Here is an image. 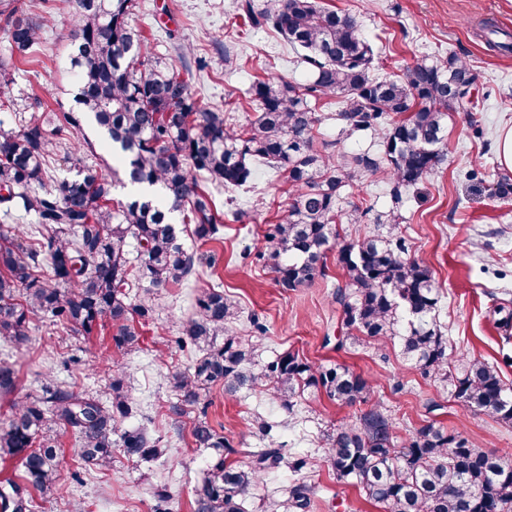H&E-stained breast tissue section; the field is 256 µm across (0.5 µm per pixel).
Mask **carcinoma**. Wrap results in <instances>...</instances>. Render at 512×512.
I'll return each instance as SVG.
<instances>
[{
    "instance_id": "cac0c4a2",
    "label": "carcinoma",
    "mask_w": 512,
    "mask_h": 512,
    "mask_svg": "<svg viewBox=\"0 0 512 512\" xmlns=\"http://www.w3.org/2000/svg\"><path fill=\"white\" fill-rule=\"evenodd\" d=\"M68 35L78 89L75 106L47 109L32 95L34 114L17 132L0 130V196L4 213L34 214L32 241L0 237V336L25 346L36 318L86 336L103 321L112 323L117 353L135 348L139 336L130 317H152L147 298L132 302L130 289L145 279L151 288L180 284L193 273L194 254L180 242L175 215L194 225L201 241L217 238L221 220L199 179L224 188H246L258 160L288 174L291 202L268 225L266 250L258 258L276 274L281 288L296 290L325 276L326 252L336 251L344 286L336 290L347 336L337 341L390 339L421 374L448 386L457 402L480 415L512 424V390L500 367L469 359L451 362L448 337L438 324L437 283L429 268L409 255L405 238L372 233L340 238L338 201L347 186L367 174L385 172L393 204L434 174L448 155L445 118L472 108L469 92L476 75L463 59L422 58L394 78L373 74L374 49L357 19L322 6L319 0H235L237 15L254 29L276 31L299 52L308 78L292 82L270 76L253 82L248 96L256 116L239 134L224 122V111L199 106L180 70L150 55L139 29L130 23L135 0H66ZM46 0H3L0 23L17 61L0 60V78L13 79L17 64L28 62L40 42ZM483 29L496 51L512 52V33L486 21ZM462 85L450 101L454 83ZM336 97V121L351 136L371 131L379 149L335 160L318 149L314 129L321 122L315 101ZM101 129L112 151L128 162L125 174L107 175L93 165L54 189L49 158L58 148L75 152L87 119ZM153 188L156 196L113 197L116 185ZM144 250L129 257L126 239ZM47 267L48 275L37 274ZM238 314L214 285L195 297V308L171 344L202 348L190 369L175 377L182 405L200 404L217 384L233 395L242 388L270 387L285 411L306 391L323 393L340 406L369 405L353 422L326 435L325 453L336 479L356 485L383 512H512V455L479 448L468 437L435 420L398 440L395 426L377 403L369 377L342 364L315 365L284 351L260 362L253 345L230 333ZM224 342L217 343V337ZM12 366L0 364V394L15 391ZM15 415L0 427V460L19 459L26 484L48 499L57 492L58 432L80 439L86 466H104L112 448L153 461L164 450L144 427L127 428L134 401L125 373L114 369L105 398L78 393L46 380L42 395L14 403ZM267 447L249 463L229 459L236 450L206 417L192 435L198 448L217 452L194 490V512H245L244 504L264 472L286 466L299 474L308 456L287 459L263 421ZM311 487L290 490L292 506L308 505Z\"/></svg>"
}]
</instances>
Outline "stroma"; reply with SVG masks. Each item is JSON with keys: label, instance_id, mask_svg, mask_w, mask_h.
Masks as SVG:
<instances>
[{"label": "stroma", "instance_id": "stroma-1", "mask_svg": "<svg viewBox=\"0 0 512 512\" xmlns=\"http://www.w3.org/2000/svg\"><path fill=\"white\" fill-rule=\"evenodd\" d=\"M235 0H137L133 22L146 37L159 60L178 67L198 104L223 110L234 130L252 120L247 90L255 78L267 73L301 82L305 72L295 52L274 31L250 30L235 14ZM325 6L354 15L364 37L375 47V73L389 77L422 57L466 59L478 74L475 97L480 100L473 117L454 112L448 116V156L438 172L404 193L393 204L388 178L383 174L362 178L358 187L345 190L339 204L368 207L372 217L362 224L343 223L342 236L359 239L375 227L374 215L397 209L393 231L408 239L411 255L427 264L440 289L437 320L448 340V354H466L491 362L512 358V325L499 322L498 308L512 311V201L492 195L503 168L498 139L512 127V52L489 50L483 21L512 32V0H324ZM47 19L33 60L13 81L0 82V99L16 103V114L0 113V128L16 131L19 116L29 115L28 98L39 94L45 107H70L73 84L68 74L66 36L70 16L64 0H49ZM230 50L233 61L222 65L219 51ZM332 99H320L316 110L323 116L317 141L330 143L334 157L376 150V135L342 138ZM484 128L483 138L469 130V119ZM477 177H469L470 169ZM257 175L246 189L214 190L213 197L224 224L221 239L199 243L190 232L180 236L196 256L193 275L181 285L156 291L157 311L152 320L137 323L139 349L112 357V328H98L91 336H74L49 322L35 323L30 342L19 349L0 339V361L16 375L17 393L40 394L46 378L73 386L78 392H103L109 366L127 374L133 398L141 406L131 418L160 436L162 463L144 464L114 451L104 467L82 471L77 437L60 432L63 455L60 494L41 500L24 488L25 512H152L153 493L165 489L171 512H193L197 483L206 472L210 452L193 444L192 428L198 415L221 429L236 448L237 460L262 448L257 419L279 422L278 439L291 454L309 456L310 468L299 477L312 488L305 512H381L366 501L359 489L337 481L325 461V436L336 425L356 415V408L341 407L324 394L304 393L294 414H285L270 389L241 391L228 397L222 386L203 396L200 406L188 408L179 418L171 407L180 394L173 388L174 374L188 371L198 356L196 347L164 351L180 322L191 314L196 293L222 284L224 296L239 312L232 331L257 348L259 360L290 350L313 363H340L369 376L374 402L391 416L399 435L436 419L463 432L477 445L512 452V427L492 418L474 415L454 401L443 384L423 376L402 356L394 341L366 340L337 349L346 333L336 288L341 284L335 256H328L326 276L312 286L284 290L275 275L256 255L263 251L267 224L288 201L285 173L256 166ZM263 332H256V325ZM436 411H429V403ZM80 479H73V472ZM288 469L268 472L245 503L246 512H291L288 488L296 479Z\"/></svg>", "mask_w": 512, "mask_h": 512}]
</instances>
